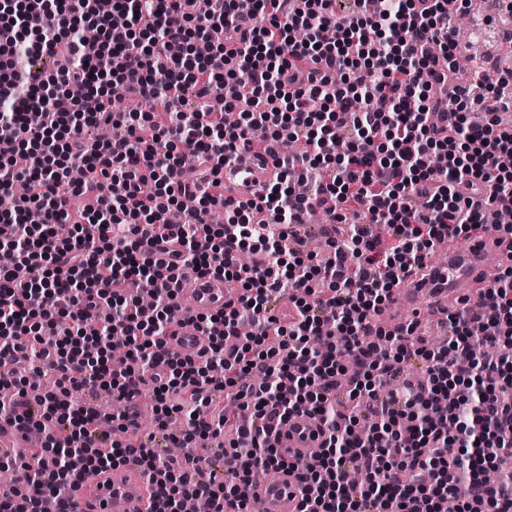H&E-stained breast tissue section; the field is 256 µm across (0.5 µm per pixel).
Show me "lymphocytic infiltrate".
Returning a JSON list of instances; mask_svg holds the SVG:
<instances>
[{
	"label": "lymphocytic infiltrate",
	"instance_id": "lymphocytic-infiltrate-1",
	"mask_svg": "<svg viewBox=\"0 0 512 512\" xmlns=\"http://www.w3.org/2000/svg\"><path fill=\"white\" fill-rule=\"evenodd\" d=\"M0 0V194L29 193L0 213V428L42 433L43 460L0 495V512H70L74 483L136 460L154 487L153 512H249V489L296 471L298 512H512V264L478 307L447 315L448 342L429 348L415 325L374 324L394 288L450 237L507 233L489 208L512 210V67L486 52L495 84L456 77L452 19L465 0H366L337 16L335 0ZM100 33L95 56L81 32ZM124 89L114 110L105 79ZM166 97V120L148 104ZM250 111H238L242 99ZM490 115L472 123L469 113ZM108 127L106 139L87 129ZM336 139L349 150L328 153ZM302 141V152L288 150ZM276 173L247 198L225 195ZM224 221L210 223V207ZM333 220V256L308 264L291 227L312 212ZM57 224L72 225L68 238ZM159 243V261L143 253ZM223 279L222 311L199 315L201 358L167 343L184 312L178 273ZM152 281L153 320L127 288ZM288 298L287 319L271 313ZM492 350L478 358L473 339ZM120 345L113 366L105 350ZM47 382L30 399L14 367ZM163 377L150 379L155 366ZM417 381L386 388L406 367ZM348 376L349 409L332 396ZM152 388L156 428L175 418L181 461L129 437ZM111 390L120 413L78 404ZM224 392L242 416L214 409ZM322 424L311 460L282 457L271 434L293 416ZM228 435L225 473L194 454ZM358 471L360 484L347 476Z\"/></svg>",
	"mask_w": 512,
	"mask_h": 512
}]
</instances>
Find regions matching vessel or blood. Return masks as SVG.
Instances as JSON below:
<instances>
[{
  "instance_id": "obj_1",
  "label": "vessel or blood",
  "mask_w": 512,
  "mask_h": 512,
  "mask_svg": "<svg viewBox=\"0 0 512 512\" xmlns=\"http://www.w3.org/2000/svg\"><path fill=\"white\" fill-rule=\"evenodd\" d=\"M493 253L501 261L512 260V239L496 237L482 246L473 243L464 249L452 248L445 263L428 261L426 279L406 277L378 314V323L392 330L401 324L403 313L423 308L437 317H446L449 303L464 300L493 279L495 268L488 261ZM180 286L190 298L191 314L223 310V284L189 273L181 276ZM171 345L181 353L197 357L207 341L194 324L188 323L178 328ZM324 439L317 420L299 415L291 419L286 430L280 431L275 445L289 458L309 456L321 447ZM251 492L263 502L265 512H296L303 487L296 477L281 473L272 479L258 478ZM71 503L72 512H151V485L142 469L126 463L86 478L72 490Z\"/></svg>"
}]
</instances>
